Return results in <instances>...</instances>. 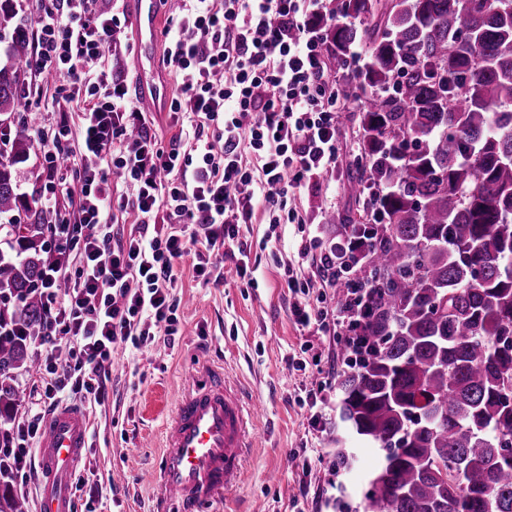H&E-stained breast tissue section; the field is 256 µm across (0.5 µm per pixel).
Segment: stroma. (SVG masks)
<instances>
[{"label": "stroma", "instance_id": "35a3bbf8", "mask_svg": "<svg viewBox=\"0 0 512 512\" xmlns=\"http://www.w3.org/2000/svg\"><path fill=\"white\" fill-rule=\"evenodd\" d=\"M358 68L350 59L341 66L327 63L347 99L333 172L313 178L297 195L306 223L287 225L281 244L263 218L242 230L254 283L239 278L228 257L223 286L207 287L191 260H184L173 291L177 335L114 347L109 401L82 404L95 435L77 469L88 487L75 491L76 504L88 501L90 489L110 484L115 492L96 502L97 512H151L149 476L159 463L165 417L186 390V371L200 360L223 366L263 408L251 426L254 446L239 486L209 512H336L337 499L361 500L379 451L346 429L336 413L345 339L312 337L296 323L291 307L297 296L285 276L298 261L309 223H323L332 237L356 211L347 184L356 140L348 115L365 103L351 94ZM340 438L353 458L344 470L334 461Z\"/></svg>", "mask_w": 512, "mask_h": 512}]
</instances>
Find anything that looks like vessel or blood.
<instances>
[{
    "instance_id": "b4317fda",
    "label": "vessel or blood",
    "mask_w": 512,
    "mask_h": 512,
    "mask_svg": "<svg viewBox=\"0 0 512 512\" xmlns=\"http://www.w3.org/2000/svg\"><path fill=\"white\" fill-rule=\"evenodd\" d=\"M157 0H130L136 50L133 63L142 92L141 109L159 112L168 84L159 65ZM188 389L163 430V448L154 475V512H205L241 481L251 446L248 426L261 408L246 401L243 388L204 361L187 374ZM89 425L80 410L56 408L49 416L37 454L41 497L37 512H71L67 477L78 465Z\"/></svg>"
}]
</instances>
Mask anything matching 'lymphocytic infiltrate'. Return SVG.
Listing matches in <instances>:
<instances>
[{"label":"lymphocytic infiltrate","instance_id":"lymphocytic-infiltrate-1","mask_svg":"<svg viewBox=\"0 0 512 512\" xmlns=\"http://www.w3.org/2000/svg\"><path fill=\"white\" fill-rule=\"evenodd\" d=\"M179 2L163 31V60L177 82L168 106L177 133L167 143L109 65L117 14L98 0H47L34 20L32 68L54 76L61 109L52 133L36 140L43 208L59 245L41 285V405L0 438V479L33 477L31 441L65 396L109 400L115 345L177 334L171 290L185 258L206 286L223 284L231 254L247 277L241 226L259 214L275 228L299 222L290 201L336 165L341 99L322 31L340 11L325 0H224L219 9L215 0ZM73 102L85 105L76 127L64 111ZM61 196L73 211L58 208ZM129 212L135 230L114 239ZM305 252L323 283L346 279L351 297L330 312L296 301L294 317L359 342L371 303L362 244L326 243L315 228Z\"/></svg>","mask_w":512,"mask_h":512}]
</instances>
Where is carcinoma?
<instances>
[{"label":"carcinoma","mask_w":512,"mask_h":512,"mask_svg":"<svg viewBox=\"0 0 512 512\" xmlns=\"http://www.w3.org/2000/svg\"><path fill=\"white\" fill-rule=\"evenodd\" d=\"M328 28L338 62L362 43L354 76L370 97L349 191L372 213L336 232L363 238L374 295L347 359L340 416L380 448L363 512H512V0H340ZM28 32L0 65V127L18 124L0 160V420L23 398L20 370L42 336L39 283L48 225L14 221L31 205L30 113L20 76ZM0 512H26L0 490Z\"/></svg>","instance_id":"cac0c4a2"}]
</instances>
